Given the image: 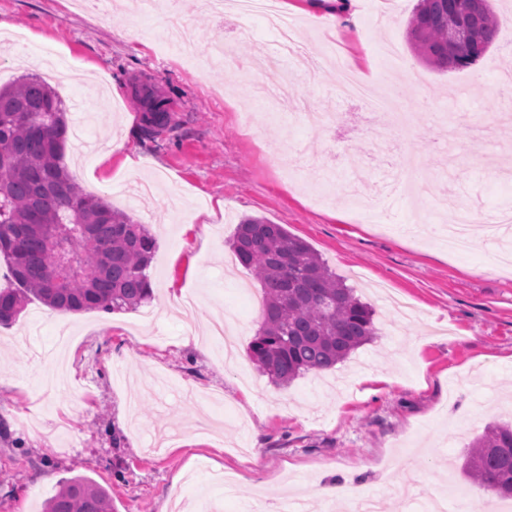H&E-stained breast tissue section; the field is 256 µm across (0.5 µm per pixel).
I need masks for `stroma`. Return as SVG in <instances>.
<instances>
[{
	"label": "stroma",
	"mask_w": 512,
	"mask_h": 512,
	"mask_svg": "<svg viewBox=\"0 0 512 512\" xmlns=\"http://www.w3.org/2000/svg\"><path fill=\"white\" fill-rule=\"evenodd\" d=\"M202 0H179L200 46L228 45L241 62L204 76L178 68L157 44L161 10L142 0H0V22L22 34L32 57L57 50L69 78L57 91L71 125L114 143L105 162L69 138L64 163L89 194L108 200L155 236L154 299L115 313L50 310L31 302L0 327V512H41L67 477L109 490L114 512H171L173 500L207 512H252L256 500L305 499L317 485L361 483L381 512H420L452 486L499 503L462 463L486 425L512 420V237L474 238L453 255L434 232L453 223L427 196L387 187L375 143L356 133L362 105L340 96L325 64L300 82L335 127H302L295 100L259 101L249 69L277 46L259 15L217 18ZM418 0H358L321 29L298 13L312 56L336 41L345 65L399 90L412 114L409 138L386 129L391 160L416 158L436 192L456 194L489 219L512 205V182L490 176L502 141L481 135L482 117L512 107L495 78L512 70V0H494L491 48L463 70H434L412 51L407 22ZM166 97L171 121L144 139L133 90ZM281 224L306 240L374 310L376 334L335 369L275 387L248 356L262 323L263 290L230 262L241 218ZM415 306L403 318L386 295ZM237 317L233 361L209 337L221 310ZM74 339L58 385L34 378L58 324ZM197 343L184 344L186 329ZM233 475L232 486L209 482Z\"/></svg>",
	"instance_id": "obj_1"
}]
</instances>
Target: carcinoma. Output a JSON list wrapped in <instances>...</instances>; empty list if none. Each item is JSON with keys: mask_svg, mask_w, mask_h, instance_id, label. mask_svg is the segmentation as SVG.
I'll return each instance as SVG.
<instances>
[{"mask_svg": "<svg viewBox=\"0 0 512 512\" xmlns=\"http://www.w3.org/2000/svg\"><path fill=\"white\" fill-rule=\"evenodd\" d=\"M476 32L480 50L448 53V24ZM497 29L492 0L480 12L465 0H419L407 25L414 53L432 68L461 70L479 61ZM169 121L167 99L143 103L142 133ZM69 130L54 88L37 76L0 86V255L15 287L0 289V326L34 299L55 311L135 309L154 297L148 268L155 239L105 199L87 194L63 164ZM78 227L80 272L53 280L52 252L62 226ZM239 264L265 291L263 322L249 343L252 360L276 386L344 362L376 335L372 308L336 277L314 248L283 225L250 217L231 241ZM475 485L512 498V425L491 423L465 454ZM44 512H112L109 491L85 475L62 481Z\"/></svg>", "mask_w": 512, "mask_h": 512, "instance_id": "obj_1", "label": "carcinoma"}]
</instances>
